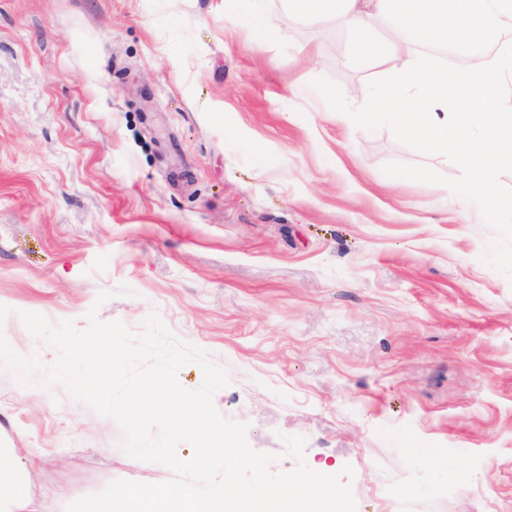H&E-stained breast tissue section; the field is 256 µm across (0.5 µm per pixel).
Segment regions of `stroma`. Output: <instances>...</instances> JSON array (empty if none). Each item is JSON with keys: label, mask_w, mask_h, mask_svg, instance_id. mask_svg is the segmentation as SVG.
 <instances>
[{"label": "stroma", "mask_w": 512, "mask_h": 512, "mask_svg": "<svg viewBox=\"0 0 512 512\" xmlns=\"http://www.w3.org/2000/svg\"><path fill=\"white\" fill-rule=\"evenodd\" d=\"M228 0H0V335L158 315L226 369L213 404L289 472L286 437L357 512H512V281L452 165L357 128L313 88L377 79L332 23L287 49ZM261 143L262 156L250 146ZM112 299L97 304L100 292ZM63 386L0 368V448L35 512L174 472ZM352 475H343L344 467Z\"/></svg>", "instance_id": "stroma-1"}]
</instances>
